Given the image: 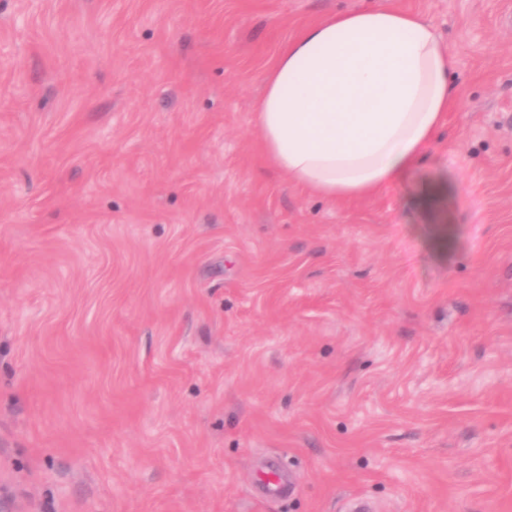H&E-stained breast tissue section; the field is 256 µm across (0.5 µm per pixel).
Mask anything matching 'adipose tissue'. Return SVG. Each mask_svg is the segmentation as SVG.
<instances>
[{
	"label": "adipose tissue",
	"instance_id": "adipose-tissue-1",
	"mask_svg": "<svg viewBox=\"0 0 512 512\" xmlns=\"http://www.w3.org/2000/svg\"><path fill=\"white\" fill-rule=\"evenodd\" d=\"M455 68L422 16L385 6L332 14L290 39L266 72L260 151L328 201L391 186L435 140Z\"/></svg>",
	"mask_w": 512,
	"mask_h": 512
}]
</instances>
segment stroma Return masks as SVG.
Masks as SVG:
<instances>
[{
	"instance_id": "1",
	"label": "stroma",
	"mask_w": 512,
	"mask_h": 512,
	"mask_svg": "<svg viewBox=\"0 0 512 512\" xmlns=\"http://www.w3.org/2000/svg\"><path fill=\"white\" fill-rule=\"evenodd\" d=\"M376 6L437 25L456 102L329 203L255 104L301 28ZM354 497L512 512V0H0V512Z\"/></svg>"
}]
</instances>
